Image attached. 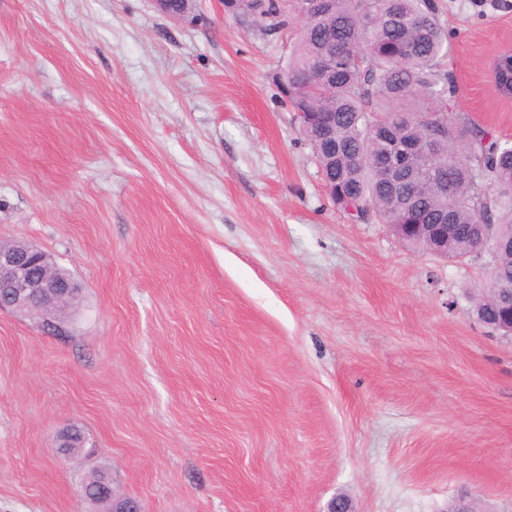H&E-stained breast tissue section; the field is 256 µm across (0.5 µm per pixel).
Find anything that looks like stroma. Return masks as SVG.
Segmentation results:
<instances>
[{
    "label": "stroma",
    "instance_id": "35a3bbf8",
    "mask_svg": "<svg viewBox=\"0 0 512 512\" xmlns=\"http://www.w3.org/2000/svg\"><path fill=\"white\" fill-rule=\"evenodd\" d=\"M434 3L448 103L512 140V0ZM199 6L0 0V242L81 288L65 336L0 311V512H90L97 471L142 512H512L483 260L349 220L278 86L293 35ZM495 81L498 93L512 99V57L503 55L498 58L495 65Z\"/></svg>",
    "mask_w": 512,
    "mask_h": 512
}]
</instances>
